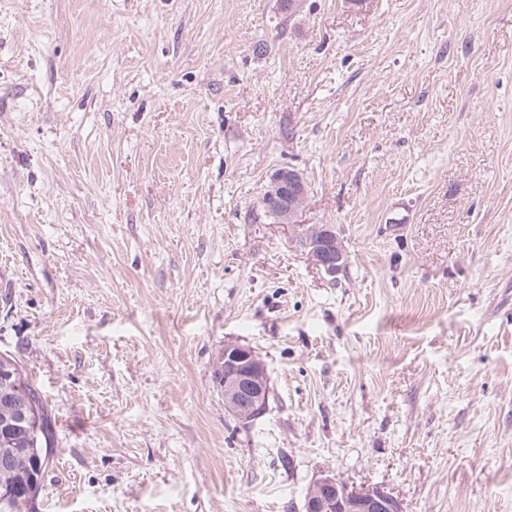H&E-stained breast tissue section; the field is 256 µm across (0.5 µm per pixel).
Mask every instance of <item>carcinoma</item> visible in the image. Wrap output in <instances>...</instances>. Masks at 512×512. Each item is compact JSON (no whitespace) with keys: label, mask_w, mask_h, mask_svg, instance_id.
Listing matches in <instances>:
<instances>
[{"label":"carcinoma","mask_w":512,"mask_h":512,"mask_svg":"<svg viewBox=\"0 0 512 512\" xmlns=\"http://www.w3.org/2000/svg\"><path fill=\"white\" fill-rule=\"evenodd\" d=\"M14 382L33 395L32 420L17 424L14 418L18 399L0 396V446L13 450L11 467L0 468V512H32L39 496L52 432L36 387L20 366L12 368Z\"/></svg>","instance_id":"1"}]
</instances>
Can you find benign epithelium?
<instances>
[{
	"instance_id": "7a95c632",
	"label": "benign epithelium",
	"mask_w": 512,
	"mask_h": 512,
	"mask_svg": "<svg viewBox=\"0 0 512 512\" xmlns=\"http://www.w3.org/2000/svg\"><path fill=\"white\" fill-rule=\"evenodd\" d=\"M307 197V186L297 170L279 169L262 198L265 209L291 227L296 241L314 264L336 277L347 264L335 230L328 224H300L298 216ZM216 384L224 393V406L242 421H252L268 401L266 367L245 345L224 343L214 366ZM304 512H402L399 501L382 487L350 485L327 474L307 490Z\"/></svg>"
}]
</instances>
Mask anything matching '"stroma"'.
<instances>
[{
    "mask_svg": "<svg viewBox=\"0 0 512 512\" xmlns=\"http://www.w3.org/2000/svg\"><path fill=\"white\" fill-rule=\"evenodd\" d=\"M288 166L336 278L263 211ZM0 355L35 512H512V0H0ZM224 406L241 421H252L268 401L266 367L256 352L234 342L224 344L214 366ZM4 359L15 367L11 368L13 377L8 366L2 367V385L7 387L12 378L20 390L33 395L34 404L27 398L33 417L30 423L18 426L14 418L18 399L12 396V399L4 401L0 390V451L3 448L12 449L15 454L14 460L11 456L0 454V512H32L40 493L52 432L36 387L15 360L1 357L0 364L4 363ZM6 490L8 495H4ZM399 501L382 487L350 485L324 475L307 490L304 512H402Z\"/></svg>",
    "mask_w": 512,
    "mask_h": 512,
    "instance_id": "obj_1",
    "label": "stroma"
}]
</instances>
